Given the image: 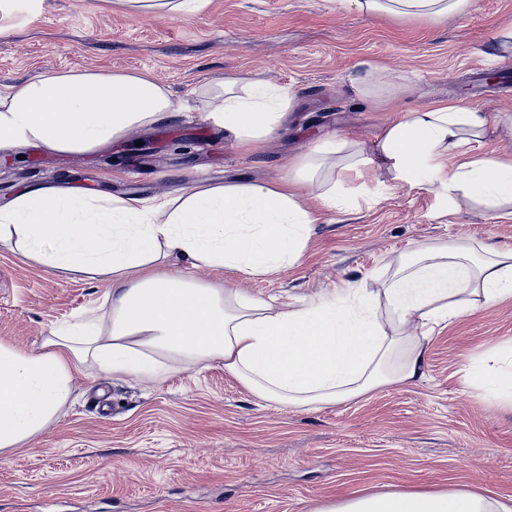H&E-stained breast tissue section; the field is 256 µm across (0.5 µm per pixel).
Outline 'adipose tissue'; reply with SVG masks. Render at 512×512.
Returning <instances> with one entry per match:
<instances>
[{"label":"adipose tissue","instance_id":"ef3b65f1","mask_svg":"<svg viewBox=\"0 0 512 512\" xmlns=\"http://www.w3.org/2000/svg\"><path fill=\"white\" fill-rule=\"evenodd\" d=\"M356 4L367 13L439 22L467 13L473 0ZM213 89V118L244 146L281 129L295 99L293 87L267 92L245 78L219 80ZM175 115L169 89L149 74L49 72L0 89V149L92 151L130 127ZM486 129L484 113L462 100L407 111L379 136L376 158L392 163L400 182L425 173L449 196L512 218V158L454 161ZM344 146L336 137L319 140L264 185L201 187L150 204L34 185L0 204V240L16 239L28 256L52 244L54 268L107 277L112 310L110 328L92 313L55 328L35 351L0 342V451L28 443L55 419L75 370L88 360L116 379L157 381L174 362L216 363L256 398L304 410L422 380L435 327L466 314L470 297L488 305L512 294V249L485 257L469 242H423L381 294L354 279L298 303L203 285L167 269L179 260L193 269L273 275L297 265L320 220L308 197L317 195L328 210L350 203L345 184L359 163L313 190L321 161ZM464 384L512 406V361L490 374H467ZM309 512H512V496L392 488Z\"/></svg>","mask_w":512,"mask_h":512}]
</instances>
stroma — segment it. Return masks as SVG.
Returning a JSON list of instances; mask_svg holds the SVG:
<instances>
[{"mask_svg":"<svg viewBox=\"0 0 512 512\" xmlns=\"http://www.w3.org/2000/svg\"><path fill=\"white\" fill-rule=\"evenodd\" d=\"M512 0H474L437 23L361 11L351 0H205L185 14L132 12L117 0H43L0 29V86L57 70L148 72L183 106L91 153L0 151V203L38 184L95 195L177 198L199 186L266 184L320 138L373 153L399 111L463 98L488 127L463 159L512 153ZM374 70L380 97L354 78ZM496 73L488 81V73ZM290 85L288 123L254 149L209 114L215 80ZM144 150H135V143ZM349 210H327L297 266L245 277L200 268L197 280L259 296L309 298L352 278L384 287L415 243L512 248V219L449 199L425 180L396 185L386 168L348 184ZM0 244V341L37 350L60 323L109 318L102 276L51 268ZM512 349V296L475 303L433 332L425 378L303 412L252 397L219 364H175L164 381H115L93 362L70 400L24 447L0 453V512H308L393 486L512 495V407L465 387V368H497Z\"/></svg>","mask_w":512,"mask_h":512,"instance_id":"stroma-1","label":"stroma"}]
</instances>
